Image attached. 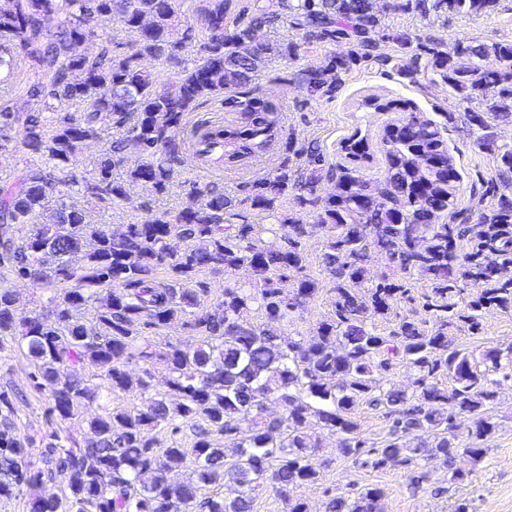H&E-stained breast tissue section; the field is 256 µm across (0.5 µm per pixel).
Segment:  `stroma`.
Returning a JSON list of instances; mask_svg holds the SVG:
<instances>
[{
  "label": "stroma",
  "mask_w": 512,
  "mask_h": 512,
  "mask_svg": "<svg viewBox=\"0 0 512 512\" xmlns=\"http://www.w3.org/2000/svg\"><path fill=\"white\" fill-rule=\"evenodd\" d=\"M385 22L391 34L390 41L379 48L380 60H370L354 67L344 84L332 97L308 99L293 75L301 68L319 66L325 55L333 50L347 51V44L333 46L327 43H304L301 31L280 22L261 30L262 39L277 44L294 42L300 46V58L291 62L273 58L259 65L254 73L253 90L274 98L285 132L294 134L297 145L308 142L319 144L329 165L340 163L341 141L353 132H361L370 143H377L382 126L390 120L387 112L375 111L370 100L396 102L408 110L422 113L440 127L449 152L461 174L456 206L474 212L490 206L495 197L491 190L497 178L494 157L479 150L464 123L463 108L453 107L446 85L420 74L405 77L402 66L412 56L411 44L421 38H433L452 43L472 39L485 41L512 40V0H496L491 10L479 14L444 13L423 17L401 9L387 11ZM285 155L278 148L255 158L244 167L235 169L212 168L201 173L194 157H186L167 193L158 195L150 188L131 187L125 202L95 207L94 220L112 227L145 219L162 212L175 213L184 200L185 180H204L221 187L226 196L239 201L240 210L253 224L263 223L261 212L243 203L241 185L263 178ZM321 293L293 318L280 322L281 330L294 335H311L317 323L332 312L328 275L320 274ZM459 344L474 347H507L512 345V313L494 311L482 321L479 336L459 333ZM32 362L15 353L0 357V391L20 390L25 396L17 404L16 433L24 441L31 456H39L42 442L52 432L72 433L77 439L88 436L86 419L66 423L50 419L46 395L37 392L30 378ZM498 430L487 441L488 452L479 463L461 458L457 467L467 472L465 482L449 484L445 468L432 462L427 466L428 478L421 487H413L404 470L361 468L340 457L336 440H322L320 454L327 465L321 481L300 489V496L308 503L310 512H323L327 499L345 494L366 485L383 489V512H454L464 503L469 512H512V386L503 387L498 394Z\"/></svg>",
  "instance_id": "stroma-1"
}]
</instances>
